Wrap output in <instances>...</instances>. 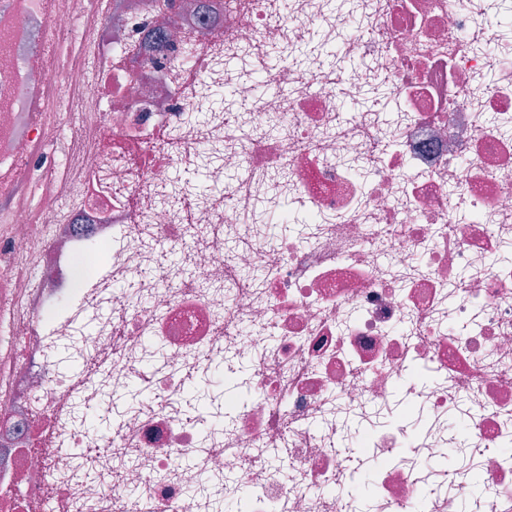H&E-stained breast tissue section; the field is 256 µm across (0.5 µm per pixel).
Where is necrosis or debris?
Listing matches in <instances>:
<instances>
[{
  "label": "necrosis or debris",
  "mask_w": 512,
  "mask_h": 512,
  "mask_svg": "<svg viewBox=\"0 0 512 512\" xmlns=\"http://www.w3.org/2000/svg\"><path fill=\"white\" fill-rule=\"evenodd\" d=\"M350 3L362 25L344 51L361 63L337 69L294 53L313 31H345L333 0H0V512H95V485L68 478L67 449L88 445L73 399L146 369L154 398L112 421L113 447L138 462L107 467L114 491L144 497L115 512H211L189 492L227 474L248 486L246 512H357L331 492L346 462L323 416L401 396L433 420L415 438L390 423L358 436L373 512H512V42L498 0ZM269 45L285 53L261 95L224 59ZM348 101L361 108L346 118ZM64 132L68 153L49 154ZM183 165L223 196L170 204ZM242 187L298 200L302 233L266 244ZM176 243L183 267L162 265ZM257 267L265 279L245 280ZM146 268L75 342L82 296L106 293L100 272ZM68 344L92 373L60 370ZM237 359L250 367L225 374L220 398L232 424L203 435L178 403L184 377ZM452 410L483 455L435 497L409 455L453 447ZM273 447L290 484L264 463ZM183 454L198 465L172 471ZM475 482L489 493L467 500Z\"/></svg>",
  "instance_id": "obj_1"
}]
</instances>
